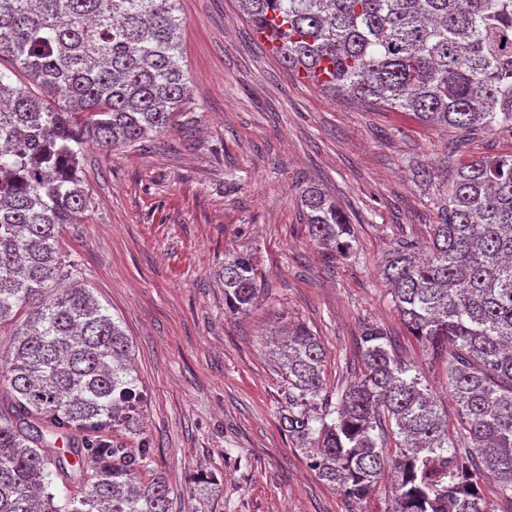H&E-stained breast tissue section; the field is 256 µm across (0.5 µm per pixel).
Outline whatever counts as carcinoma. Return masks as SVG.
I'll list each match as a JSON object with an SVG mask.
<instances>
[{
  "mask_svg": "<svg viewBox=\"0 0 512 512\" xmlns=\"http://www.w3.org/2000/svg\"><path fill=\"white\" fill-rule=\"evenodd\" d=\"M254 30L274 26L282 66L333 97L410 112L430 125L512 132V0H239ZM177 0H0V321L27 307L0 382V512H170L165 477L141 480L152 449L117 438L141 418L131 342L58 247L89 199L87 145L129 146L168 128L187 96ZM431 256L393 248L383 268L407 331L447 366L458 429L397 362L379 327L360 334L364 371L329 403L325 353L303 326L274 343L288 395L282 426L319 477L361 500L391 470L392 512H489L480 485L512 503V154L445 167ZM310 240L357 254L347 214L314 184L301 193ZM252 258L224 256V309L248 313ZM398 436L385 452L386 431ZM64 438L65 455L47 453ZM74 488L60 504L53 478Z\"/></svg>",
  "mask_w": 512,
  "mask_h": 512,
  "instance_id": "carcinoma-1",
  "label": "carcinoma"
}]
</instances>
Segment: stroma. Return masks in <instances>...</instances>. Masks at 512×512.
I'll return each mask as SVG.
<instances>
[{"mask_svg": "<svg viewBox=\"0 0 512 512\" xmlns=\"http://www.w3.org/2000/svg\"><path fill=\"white\" fill-rule=\"evenodd\" d=\"M189 93L168 131L87 147L91 204L61 251L133 344L138 437L171 490V512H390L393 483L353 502L322 481L281 426L285 383L270 343L291 324L326 353L330 399L361 375L359 335L380 326L456 426L446 366L407 331L382 275L401 240L428 245L441 158L512 154V133L443 131L412 113L330 96L286 71L237 0H179ZM318 184L349 216L358 255L312 245L300 194ZM247 254L263 294L224 312V257Z\"/></svg>", "mask_w": 512, "mask_h": 512, "instance_id": "stroma-1", "label": "stroma"}]
</instances>
